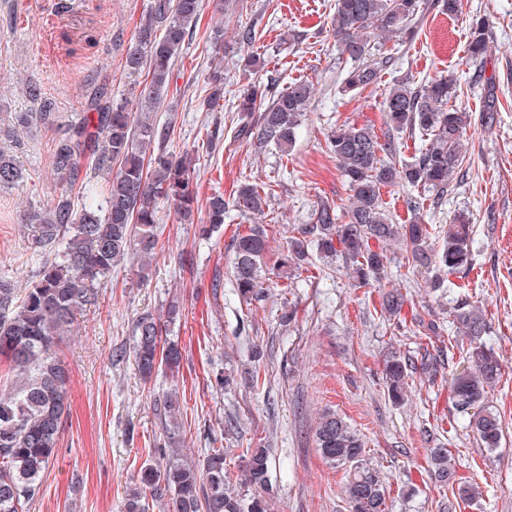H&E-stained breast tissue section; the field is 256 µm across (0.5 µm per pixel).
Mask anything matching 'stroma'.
<instances>
[{
  "label": "stroma",
  "mask_w": 512,
  "mask_h": 512,
  "mask_svg": "<svg viewBox=\"0 0 512 512\" xmlns=\"http://www.w3.org/2000/svg\"><path fill=\"white\" fill-rule=\"evenodd\" d=\"M70 12L58 0H0V119L38 111L24 89L36 84L70 119L83 117L95 91L135 106L134 77L124 60L151 0H71ZM422 17L406 39L385 43L393 63L378 82L347 93L341 89L332 19L336 0H239L228 12L205 4L177 62L178 78L155 114L168 129V150L190 151L200 200L220 193L232 198L241 184L270 185L265 208L274 267L289 236L315 221L317 207L346 209L351 192L326 148L331 128L371 126L385 136L383 103L394 83L420 86L441 76L459 84L456 108L470 112L465 162L445 198L435 192L382 188V201L394 222L420 215L426 224L450 223L469 213L477 240L472 270L448 278V290L431 292L428 273L407 272L391 263L385 287L407 291L406 322L396 325L377 313V288H358L342 259L303 265L293 286L266 283L263 301L248 304L237 295L232 276L233 237L252 224V216L229 211L224 226L202 237L198 225L180 223L169 204L159 206V240L149 280L136 274L139 258L114 268L98 290L94 305L81 308L60 342L59 355L70 375V407L62 422L58 455L46 470L38 495L25 512H120L127 490L140 471L161 462L163 402L177 391L180 449L195 464L207 449L225 452L224 468L237 493L255 495L241 482L246 451L268 448L270 512H349L345 471L321 456L315 438L319 415L332 410L363 438L367 455L386 477L389 512H444L452 494L431 476V454L447 449L458 478L478 491L460 501L456 512H512V0H460L448 14L441 0H421ZM491 26L483 61L468 53L473 18ZM254 28L252 44L239 39ZM221 37L224 98L207 109L204 78L210 48ZM266 60L275 90L307 80L314 95L294 149L282 154L258 150L240 135L241 115L231 107L250 81L238 64L247 53ZM494 103L492 124L481 120ZM55 127L37 123L17 127L0 140L14 155L24 178L0 190V278L26 287L48 252L33 244L34 230L20 213L46 206L59 192L51 168ZM419 213H412L409 200ZM184 312L172 336L183 354L176 376L139 379L127 354L132 327L143 313L162 314L171 300ZM485 310L483 341L500 356L503 377L487 403L503 420L500 448L487 453L458 413L448 374L428 380L411 373L405 405L387 396L382 366L385 354L399 349L413 363L424 353L439 354L454 336L451 311L461 301ZM294 311L282 324L284 311ZM436 322L438 333L417 331L416 319ZM260 346V364L249 361ZM232 368L229 390L214 378Z\"/></svg>",
  "instance_id": "1"
}]
</instances>
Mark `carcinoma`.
<instances>
[{
    "instance_id": "obj_1",
    "label": "carcinoma",
    "mask_w": 512,
    "mask_h": 512,
    "mask_svg": "<svg viewBox=\"0 0 512 512\" xmlns=\"http://www.w3.org/2000/svg\"><path fill=\"white\" fill-rule=\"evenodd\" d=\"M202 6L203 0H151L125 59L129 74L144 75L137 93L138 112L158 111L174 77L175 60ZM420 8L419 0H336L333 21L338 59L352 63L341 70L343 91H361L377 83L390 58L373 56L371 40L380 33L395 38L408 34ZM489 26V20L483 19L471 27L468 52L474 60L487 52L485 29ZM207 83V106L212 109L224 94V69L214 67ZM313 92L308 82L278 93L269 83H253L237 98L236 111L244 119H256V126L244 125L240 134L255 136L260 149L273 146L288 152ZM25 94L40 102V111L17 115V124L55 119L52 103L43 99L38 86H26ZM457 97L456 82L446 77L417 88L406 83L390 88L384 109L388 127L396 132L418 130L428 136L424 151L411 162L398 160L393 142H380L368 126H340L331 132L326 147L349 184L350 205L343 214L330 204L321 205L309 231L288 237L277 277H294L315 251L322 258L349 261L357 287L379 285L386 276L392 246L400 248L412 270L436 267L446 274L466 273L473 263L474 245L466 214L455 215L448 226L416 220L395 224L381 198V189L388 186L421 187L440 196L447 192L465 159L462 142L471 123L469 113L450 104ZM90 110L82 124L64 128L53 154L52 168L62 183L60 194L25 218V223L35 225L38 243L54 249L52 258L21 291L11 281L0 279V359L14 372L10 385L0 390V512H23L39 493L43 475L57 455L68 382L58 342L73 324L76 309L95 302L97 285L133 249L143 259L137 275L149 277L150 259L158 244L160 202L173 206L184 221L192 222L198 214L189 152L177 155L167 150L165 130L148 116H133L103 94L94 95ZM114 162L119 168L102 202L75 208L74 190H86L91 172ZM21 178L14 158L0 152V188H9ZM266 197L265 188L256 183L240 185L230 204L224 195H212L200 218L202 231L219 229L230 206L244 214L263 215ZM268 251L269 234L263 224L250 225L233 241V278L245 302L263 293ZM406 302L401 290L384 291L380 293L381 314L396 319ZM182 316L180 304L173 300L163 316L147 312L135 320L130 354L141 379L147 381L160 371H179L178 342L163 333L181 322ZM453 323L457 334L469 340V347L462 350L469 366L450 372L453 400L457 410L469 416L468 427L476 441L494 452L503 425L501 416L484 399L502 378V362L480 342L487 322L479 307H458ZM409 372V357L397 351L385 357V386L395 404L407 395ZM316 435L323 459L335 468H346L350 512H387L385 476L366 458L360 434L338 414L325 411ZM268 472L266 449H252L242 482L265 490ZM432 476L444 485H458L461 498L476 494L474 487L458 482L455 464L445 448L432 455ZM152 501L166 502L167 512H268L266 497L258 494L246 501L230 487L222 448L208 449L196 465L173 454L162 464L144 467L139 484L125 494L122 512H149Z\"/></svg>"
}]
</instances>
